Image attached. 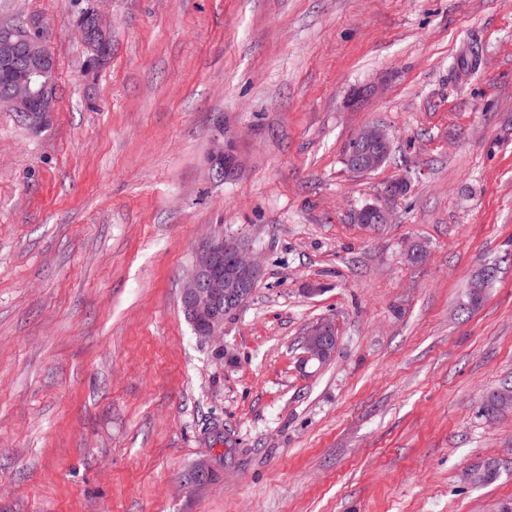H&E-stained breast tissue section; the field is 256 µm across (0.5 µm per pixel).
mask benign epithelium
I'll return each instance as SVG.
<instances>
[{"label":"benign epithelium","instance_id":"7a95c632","mask_svg":"<svg viewBox=\"0 0 512 512\" xmlns=\"http://www.w3.org/2000/svg\"><path fill=\"white\" fill-rule=\"evenodd\" d=\"M80 46L86 62L105 64L112 41V25L91 2L77 15ZM55 68V59L48 48L41 21L28 17L13 21L0 19V72L9 77V96L0 105L24 117L31 130L42 129L54 111L57 88L39 82L47 71ZM353 149L346 158L348 168L368 174L383 166L391 153L392 144L386 129L378 124L366 125L351 139ZM224 145L214 138L209 155L213 171L222 172ZM387 182L380 188L377 201L354 213L357 224H389L393 204L399 199L396 185ZM261 269L246 244L239 239H226L224 234L211 235L199 249L193 269L181 292V307L196 335L212 338L224 332V317L235 311L257 286ZM337 336L331 323L320 321L306 329L302 348L304 357L318 362L327 361L334 353Z\"/></svg>","mask_w":512,"mask_h":512}]
</instances>
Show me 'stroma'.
<instances>
[{
    "label": "stroma",
    "mask_w": 512,
    "mask_h": 512,
    "mask_svg": "<svg viewBox=\"0 0 512 512\" xmlns=\"http://www.w3.org/2000/svg\"><path fill=\"white\" fill-rule=\"evenodd\" d=\"M79 7L0 0L48 24L58 85L40 132L0 111V512L512 507V416L480 413L512 379V0H106L92 72ZM368 123L392 152L363 176ZM214 233L261 277L204 339L180 297ZM320 320L336 350L304 361ZM95 2L89 3L80 14L76 15L79 20L77 30L81 34L80 46L87 55L86 62L102 66L110 50L112 25ZM351 142L353 149L345 164L351 171L361 174H368L383 166L392 149L389 134L378 124L364 126ZM405 178H399L387 182L380 188L377 201L368 204L354 213V221L357 224H390L392 220L393 204L399 199L396 185ZM475 480L471 483L476 486L493 484L500 476V467L495 459H486L471 467Z\"/></svg>",
    "instance_id": "stroma-1"
}]
</instances>
